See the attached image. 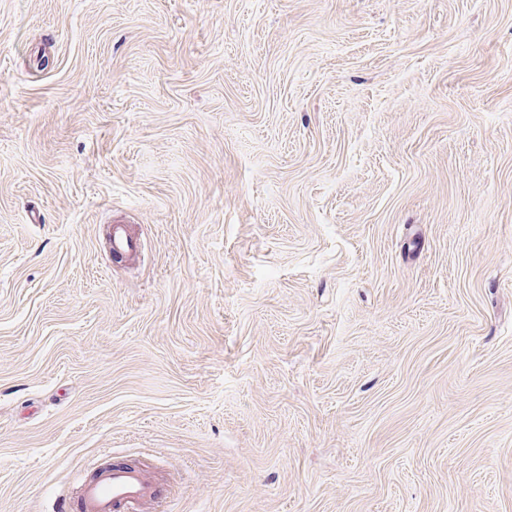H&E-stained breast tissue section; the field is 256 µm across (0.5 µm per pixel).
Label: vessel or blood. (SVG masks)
Listing matches in <instances>:
<instances>
[{"mask_svg": "<svg viewBox=\"0 0 512 512\" xmlns=\"http://www.w3.org/2000/svg\"><path fill=\"white\" fill-rule=\"evenodd\" d=\"M108 245L123 254L139 251L130 227L119 221L109 228ZM165 481L161 473L140 464H114L77 478L73 497L61 499L57 512H154Z\"/></svg>", "mask_w": 512, "mask_h": 512, "instance_id": "1", "label": "vessel or blood"}]
</instances>
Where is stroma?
<instances>
[{
  "label": "stroma",
  "mask_w": 512,
  "mask_h": 512,
  "mask_svg": "<svg viewBox=\"0 0 512 512\" xmlns=\"http://www.w3.org/2000/svg\"><path fill=\"white\" fill-rule=\"evenodd\" d=\"M116 460L512 512V0H0V512ZM108 245L112 252L137 255L139 243L132 235L130 227L122 222L111 224L108 232Z\"/></svg>",
  "instance_id": "35a3bbf8"
}]
</instances>
